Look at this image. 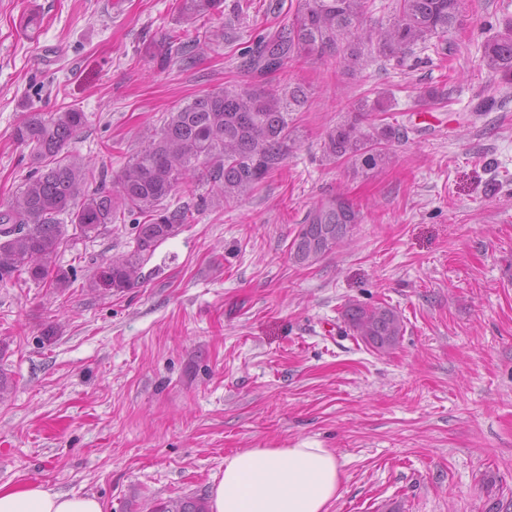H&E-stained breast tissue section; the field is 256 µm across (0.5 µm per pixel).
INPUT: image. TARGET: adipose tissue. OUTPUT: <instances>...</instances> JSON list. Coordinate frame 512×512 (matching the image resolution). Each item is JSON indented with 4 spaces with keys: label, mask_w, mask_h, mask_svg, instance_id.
<instances>
[{
    "label": "adipose tissue",
    "mask_w": 512,
    "mask_h": 512,
    "mask_svg": "<svg viewBox=\"0 0 512 512\" xmlns=\"http://www.w3.org/2000/svg\"><path fill=\"white\" fill-rule=\"evenodd\" d=\"M344 475L328 448H242L224 458L209 491L208 512H329ZM0 512H103L96 496L39 483L0 485Z\"/></svg>",
    "instance_id": "obj_1"
}]
</instances>
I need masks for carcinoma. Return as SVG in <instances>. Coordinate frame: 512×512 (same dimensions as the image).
<instances>
[{
  "mask_svg": "<svg viewBox=\"0 0 512 512\" xmlns=\"http://www.w3.org/2000/svg\"><path fill=\"white\" fill-rule=\"evenodd\" d=\"M461 0H394L386 26L361 32L370 0H298L288 26L260 38L246 65L258 76L285 68L290 61L317 56L334 70L362 65L364 48L376 57L399 59L418 45L459 26ZM221 0H179L181 16L194 20L212 14ZM488 74L512 83V22L483 43ZM309 105L299 84L268 88L255 83L197 96L173 108L163 125L142 137L112 186L96 183L94 170L63 148L87 122L84 112L68 108L54 113L31 111L15 124V143L30 148L35 167L24 179L10 206L0 211V283L26 280L68 286V274L53 259L68 243L67 225L82 237L96 236L125 214L139 215L132 249L114 256L92 281L94 288L123 292L145 279L143 268L157 248L195 220V210L164 201L175 191L194 196L196 171L207 168L210 193L231 208L279 170L295 145L291 114ZM385 111L380 100L354 104L358 117L327 132L323 157L337 162L358 157L373 167L389 153L405 131L369 120ZM65 215L69 224L60 216ZM361 211L345 195H330L309 209L292 239L296 263L309 265L346 242ZM344 321L352 335L373 350L387 353L404 333L402 316L386 305L350 301ZM154 512H207L200 499L177 498L156 505Z\"/></svg>",
  "mask_w": 512,
  "mask_h": 512,
  "instance_id": "obj_1",
  "label": "carcinoma"
}]
</instances>
